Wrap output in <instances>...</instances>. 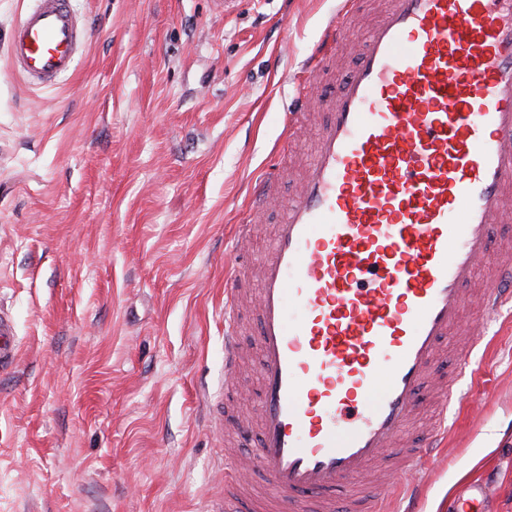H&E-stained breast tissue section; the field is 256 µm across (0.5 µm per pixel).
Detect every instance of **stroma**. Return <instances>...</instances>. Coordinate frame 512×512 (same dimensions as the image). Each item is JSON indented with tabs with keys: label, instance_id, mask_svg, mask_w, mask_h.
Here are the masks:
<instances>
[{
	"label": "stroma",
	"instance_id": "35a3bbf8",
	"mask_svg": "<svg viewBox=\"0 0 512 512\" xmlns=\"http://www.w3.org/2000/svg\"><path fill=\"white\" fill-rule=\"evenodd\" d=\"M33 0H0V312L20 346L0 374V512H214L225 404L256 415L260 352L224 395V278L237 225L260 255L311 139L285 124L336 0H71L74 71L29 85L8 37ZM276 207L251 221L268 167ZM465 385L416 512H512V310Z\"/></svg>",
	"mask_w": 512,
	"mask_h": 512
}]
</instances>
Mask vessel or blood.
<instances>
[{
  "mask_svg": "<svg viewBox=\"0 0 512 512\" xmlns=\"http://www.w3.org/2000/svg\"><path fill=\"white\" fill-rule=\"evenodd\" d=\"M336 16L305 59L323 75L343 45L359 59L329 97L294 88L288 126L326 113L295 198L260 258L256 293L260 441L268 480L264 512H337L329 496L382 461L412 426L425 390L455 400L457 374L439 371L441 342L460 336V358L482 327L512 308V283L468 298L479 267L512 268L494 225L512 221V0H388L355 37L360 0ZM87 41L70 0H34L10 33L11 60L30 84L68 74ZM277 170L254 190L261 216ZM238 275L224 290V377L242 349ZM473 303V327L463 311ZM299 316L288 320L289 309ZM14 338L0 319V368ZM447 426L406 451L401 472L377 482L368 512H381L398 482L444 446Z\"/></svg>",
  "mask_w": 512,
  "mask_h": 512,
  "instance_id": "vessel-or-blood-1",
  "label": "vessel or blood"
}]
</instances>
